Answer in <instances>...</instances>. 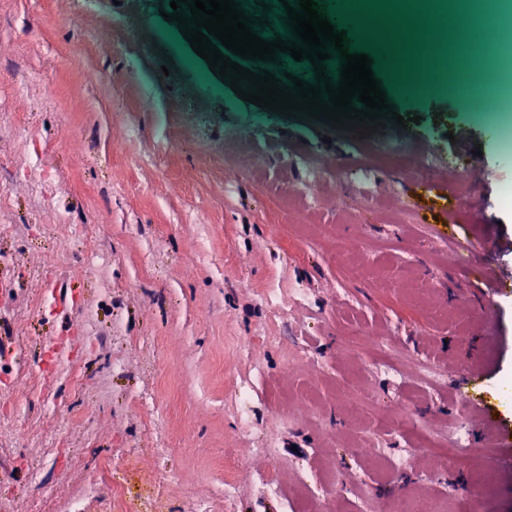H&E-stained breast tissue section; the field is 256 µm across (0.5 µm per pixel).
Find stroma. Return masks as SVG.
<instances>
[{"label": "stroma", "mask_w": 512, "mask_h": 512, "mask_svg": "<svg viewBox=\"0 0 512 512\" xmlns=\"http://www.w3.org/2000/svg\"><path fill=\"white\" fill-rule=\"evenodd\" d=\"M159 2L0 0V113L32 115L27 149L0 133V499L65 512L84 492L97 512L117 466L131 493L163 485L167 512L204 498L216 512H284L287 497L294 512H389L404 495L420 512L457 496L471 512H512V478L491 470L490 438L455 400L481 369L496 392L512 388V295L493 301L498 340L479 318L481 268H512V150L472 98L436 87L388 91L421 118L407 140L391 124L361 138L264 111L210 75ZM388 142L399 161L377 156ZM40 153L68 211L60 245L34 180ZM428 163L462 192L421 181ZM477 167L490 178H471ZM455 236L500 247L462 264ZM92 244L105 264L90 265ZM59 246L71 302L26 311L45 289L34 269ZM353 322L406 353L398 375L375 353L341 359ZM60 340L69 374L36 385L30 370ZM419 359L440 385L416 376ZM57 403L85 425L49 455L28 431L52 428ZM391 415L430 436L466 425L473 446L431 455L384 425ZM270 474L280 495L261 485Z\"/></svg>", "instance_id": "1"}]
</instances>
